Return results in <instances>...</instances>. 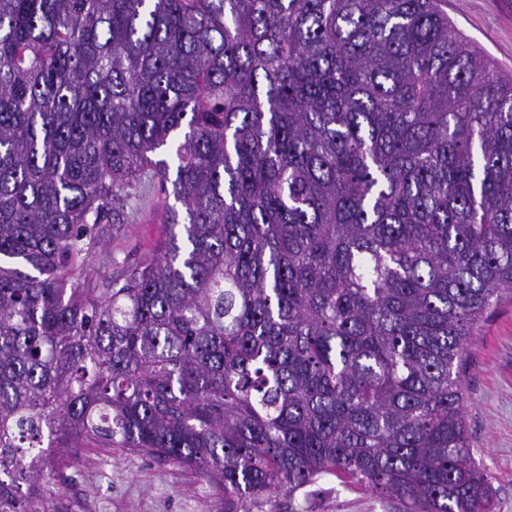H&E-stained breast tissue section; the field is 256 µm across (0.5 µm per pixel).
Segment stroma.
<instances>
[{
  "instance_id": "obj_1",
  "label": "stroma",
  "mask_w": 512,
  "mask_h": 512,
  "mask_svg": "<svg viewBox=\"0 0 512 512\" xmlns=\"http://www.w3.org/2000/svg\"><path fill=\"white\" fill-rule=\"evenodd\" d=\"M456 29L503 74H512V0H447ZM168 226L162 208L105 235L84 265L95 280L155 254ZM464 413L469 442L488 474L494 512H512V300L502 301L471 350ZM39 512H218L214 488L196 471L102 444L77 448L70 468L49 476ZM278 512H398V502L327 476L309 494L276 497Z\"/></svg>"
}]
</instances>
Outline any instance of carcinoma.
<instances>
[{
	"label": "carcinoma",
	"instance_id": "obj_1",
	"mask_svg": "<svg viewBox=\"0 0 512 512\" xmlns=\"http://www.w3.org/2000/svg\"><path fill=\"white\" fill-rule=\"evenodd\" d=\"M444 4L0 0V512L82 442L224 512L326 475L491 512L464 376L512 296V78ZM170 196L151 260L71 274Z\"/></svg>",
	"mask_w": 512,
	"mask_h": 512
}]
</instances>
